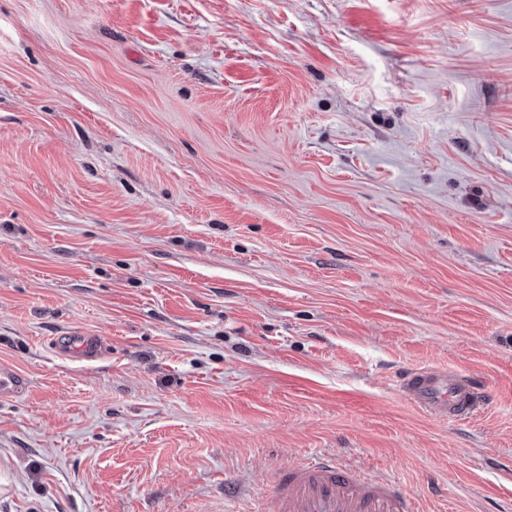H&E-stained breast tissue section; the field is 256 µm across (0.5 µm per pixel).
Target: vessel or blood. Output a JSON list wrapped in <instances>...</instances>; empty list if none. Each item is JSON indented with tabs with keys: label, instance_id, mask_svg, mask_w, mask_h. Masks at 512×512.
<instances>
[{
	"label": "vessel or blood",
	"instance_id": "obj_1",
	"mask_svg": "<svg viewBox=\"0 0 512 512\" xmlns=\"http://www.w3.org/2000/svg\"><path fill=\"white\" fill-rule=\"evenodd\" d=\"M55 347L64 357L90 361L99 357L102 339L71 333L58 337ZM398 386L421 411L446 422L469 418L478 402L476 380L444 370L408 373ZM27 388L22 376L0 366L1 400L17 398ZM273 497L277 512H414L413 498L400 483L361 477L323 453L280 471L273 484Z\"/></svg>",
	"mask_w": 512,
	"mask_h": 512
}]
</instances>
